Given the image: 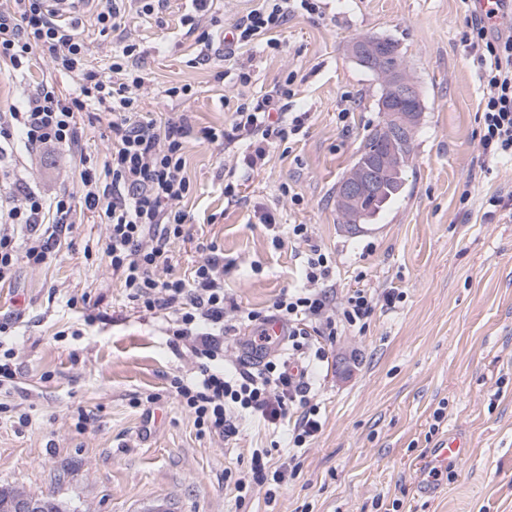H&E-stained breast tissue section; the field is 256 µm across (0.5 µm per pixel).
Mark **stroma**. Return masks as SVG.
I'll return each mask as SVG.
<instances>
[{
	"label": "stroma",
	"instance_id": "35a3bbf8",
	"mask_svg": "<svg viewBox=\"0 0 512 512\" xmlns=\"http://www.w3.org/2000/svg\"><path fill=\"white\" fill-rule=\"evenodd\" d=\"M322 16L295 13L277 34L278 51L253 50L244 92L216 79L222 61L191 66L189 0H167L162 21L130 13L125 33L142 50L153 91L146 113L171 111L156 88L191 84L180 104L195 130L230 127L223 98H260L296 76L289 111L308 115L289 150L246 173L239 198L224 197V171L241 166L239 144L191 138L185 172V237L172 245L174 276L219 252L224 287L242 308L266 309L302 286L310 246L333 264L337 299L357 288L403 294L376 307L365 329L327 340V363L311 383L322 428L290 449L288 424L243 416L232 440L198 435L170 393L173 377L193 378L188 350H173L169 325L129 304L100 258L106 227L75 209L51 263H19L0 283V354L13 350L16 386L0 393V486L67 503L72 512H512V200H487L512 187V162H485L480 145L483 87L461 41L459 0H324ZM397 38L425 109L403 196L367 231L337 222L336 184L368 125L379 120L380 78L354 62L360 34ZM347 119H340L341 110ZM80 147L20 154V174L47 196L77 193L82 158H102L106 119L81 117ZM468 202H461V195ZM274 214L285 239L260 224ZM306 224L311 238H287ZM159 394L156 403L135 398ZM442 422H435V411ZM438 431H431V424ZM462 433L470 448L450 465L438 494L418 495L417 464L439 440ZM271 466L294 459L293 476L267 500L239 494L235 479L254 449Z\"/></svg>",
	"mask_w": 512,
	"mask_h": 512
}]
</instances>
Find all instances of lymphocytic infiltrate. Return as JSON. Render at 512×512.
<instances>
[{"label":"lymphocytic infiltrate","mask_w":512,"mask_h":512,"mask_svg":"<svg viewBox=\"0 0 512 512\" xmlns=\"http://www.w3.org/2000/svg\"><path fill=\"white\" fill-rule=\"evenodd\" d=\"M469 21L461 40L472 53L486 91L481 100L480 143L488 161L512 160V29L496 33L476 15L472 0H460ZM214 0H192L194 14L188 30L199 52L196 63L209 64L224 29L213 14ZM317 15L321 0H258L236 23L224 48L229 65L219 80L245 88L250 69L235 64L238 49L264 42L279 49L277 33L289 15ZM119 8L102 5L95 17L100 35L117 34L105 71L90 67V48L75 23L51 14L45 0H0V62L12 74L30 70L33 60L49 56L55 69L73 78V92L60 95L49 83L30 89L21 105L0 113V188L6 204L0 207V282L12 279L19 261L33 267L48 264L59 252L66 232L64 220L74 204L105 224L103 255L119 276L126 298L135 308L152 314L174 313L172 347L191 341L197 374L192 381L173 378L174 397L194 418L199 434H218L230 440L239 433L237 417L249 413L275 424L301 407L291 441L303 447L321 429L318 407L311 402L309 374L326 351L317 337H336L347 328L365 327L378 305L395 306L400 292L376 293L358 288L336 300L327 284L332 267L320 248L311 247L304 268L306 285L282 293L263 311L245 310L224 291V263L214 255L194 267L189 278H166L171 246L185 234L189 217L182 201L193 191L184 174L185 143L191 127L185 113L164 117L143 115L141 92L148 82L140 66L141 53L121 35ZM295 75H287L271 94L253 101L238 99L230 130L209 127L202 137L211 144L244 142L245 168L264 166L270 151L302 132L307 113L292 114ZM105 112L110 143L102 163L81 173L78 196L45 197L22 182L14 163L17 142L35 151L70 150L78 146L81 113ZM283 323L287 341L299 352L298 374L287 362L272 359L254 367L239 362L224 368V336L234 323L247 322L262 334L270 320Z\"/></svg>","instance_id":"lymphocytic-infiltrate-1"}]
</instances>
